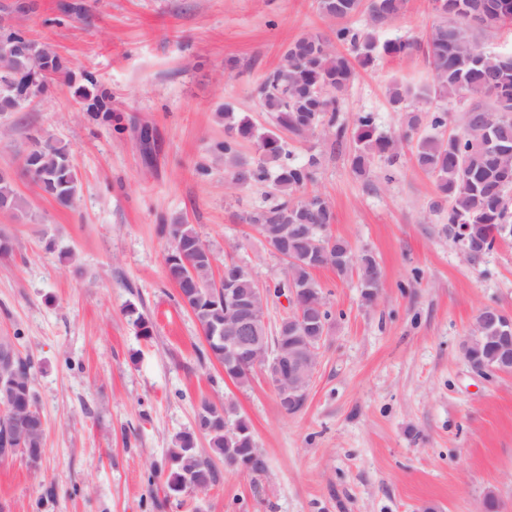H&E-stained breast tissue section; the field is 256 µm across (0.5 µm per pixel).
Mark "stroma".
<instances>
[{"instance_id": "obj_1", "label": "stroma", "mask_w": 512, "mask_h": 512, "mask_svg": "<svg viewBox=\"0 0 512 512\" xmlns=\"http://www.w3.org/2000/svg\"><path fill=\"white\" fill-rule=\"evenodd\" d=\"M78 2L80 16L62 14L60 0H29L26 13L0 0V18L75 73L0 114V170L16 171L41 132L68 147L79 177L68 207L17 178L30 214L0 213L15 245L0 259V336L33 360L46 435L38 468L20 455L0 460V512H484L490 492L512 512V374L477 375L462 353L484 306L512 316V241L470 264L432 208L435 183L412 142L396 163L376 161L370 178L349 164L356 113H375L382 133L402 131L392 84L412 90L410 108L430 109L426 56L359 69L336 114L343 134L289 143L292 161L321 158L307 191L331 202L332 234L371 251L383 272L369 305L357 276L315 271L337 317L307 401L289 413L262 371L240 386L201 359L206 342L167 276L160 227L194 225L218 260L249 265L260 285L283 278L284 262L243 221L268 187L234 184L212 150L224 106L268 127L257 87L291 42L331 34L334 21L317 0ZM437 21L430 0H406L374 35L421 41ZM86 72L111 93L115 121L84 112ZM204 397L235 403L267 469L222 464L207 492L169 495L167 450L194 429Z\"/></svg>"}]
</instances>
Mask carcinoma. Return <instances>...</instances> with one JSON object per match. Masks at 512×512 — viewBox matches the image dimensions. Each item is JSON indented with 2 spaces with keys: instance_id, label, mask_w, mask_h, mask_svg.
I'll return each mask as SVG.
<instances>
[{
  "instance_id": "obj_1",
  "label": "carcinoma",
  "mask_w": 512,
  "mask_h": 512,
  "mask_svg": "<svg viewBox=\"0 0 512 512\" xmlns=\"http://www.w3.org/2000/svg\"><path fill=\"white\" fill-rule=\"evenodd\" d=\"M440 21L429 31L427 53L433 70V82L426 97L436 102L459 99L464 102V128L448 136L440 130L448 124V112L436 107L432 112H405L406 130L399 136L377 132L376 116L360 112L353 118L354 149L350 166L354 175L369 176L374 159L393 164L402 142L423 124L435 131L418 139L414 150L416 166L431 175L436 183L438 200L435 209L448 212L446 230L462 246L480 251L485 257L496 246L512 240V210L506 197L512 191V116L503 117L502 104H512V53H485L480 50L474 32L497 30L512 22V0H432ZM405 0H318L323 16L341 23L330 38L319 31L303 34L292 42L282 56L280 67L256 93L272 129L259 134L247 118L224 107V142L216 150L224 157V167L232 179L243 186L267 185L272 201L253 209L245 221L261 233L277 232L282 224H298L302 231L288 236L286 275L298 289L297 299L289 302L291 311L314 309L326 324L333 313L323 287L313 276L316 264L331 268L343 278L356 272L362 296L369 304L380 297L381 268L374 256L364 251L354 256L348 242L331 233L335 214L331 204L320 195L300 197L313 181L321 165L320 156L312 154L302 163L289 159L285 135L296 138L316 136L336 122L337 105L357 75V68L367 67L382 55H405L417 48L403 38L382 44L369 32L399 17ZM368 10L366 29L343 24V21ZM33 39L4 24L0 29V112H19L28 100L19 98L15 80L38 63L42 79L34 87L44 90L57 77H68L63 58L51 47L44 48L32 61L26 45ZM87 112L103 119L112 118V96L106 92L91 95L79 89ZM257 145L258 157H242L244 143ZM21 171L38 188L59 204L69 205L78 189V177L68 149L50 135H34L21 152ZM0 202L11 212L26 210L25 199L15 188L12 175H0ZM162 232L170 246L165 256L167 275L186 296L184 304L196 319L207 343L204 356L224 363V345L220 333L233 313L214 281L216 257L190 224H164ZM236 274L235 287L246 292L255 287L251 271L236 261L224 262ZM464 357L473 366L496 364L497 345L481 333H474L464 345ZM33 362L17 356L4 377H13L21 387H32ZM256 367L244 362L229 370V378L240 386L250 383ZM0 448L45 447V429L25 428L31 417L38 416L35 394L22 400L6 386L0 387ZM207 439L209 451L197 449V434ZM249 464L254 473L266 468L248 422L237 415L230 403H215L206 398L198 405L196 430L180 431L168 449L169 469L165 486L169 493L196 490L195 480L203 475L208 486L219 478L215 461H225L231 452Z\"/></svg>"
}]
</instances>
